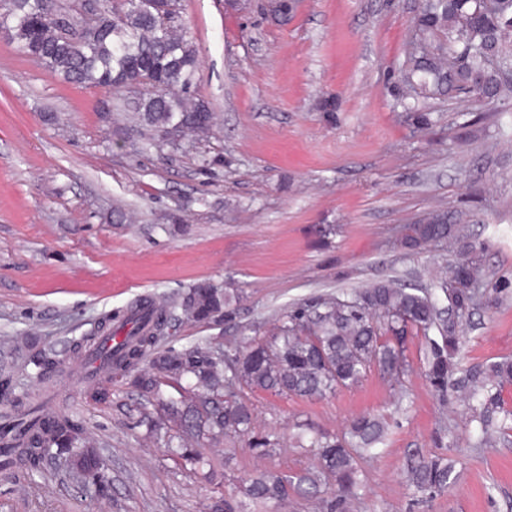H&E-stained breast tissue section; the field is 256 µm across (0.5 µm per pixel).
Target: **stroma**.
<instances>
[{"label": "stroma", "instance_id": "35a3bbf8", "mask_svg": "<svg viewBox=\"0 0 512 512\" xmlns=\"http://www.w3.org/2000/svg\"><path fill=\"white\" fill-rule=\"evenodd\" d=\"M421 3L298 0L284 19L266 0H181L178 23L201 60L191 92L216 127L176 150L143 149L113 90L66 82L0 30V349L23 338L52 350L56 370L27 367L15 389L82 421L110 480L102 499L61 458L0 473V512H208L213 492L239 499L256 470L314 469L297 423L339 433L363 413L382 415L387 436L381 455L360 462L350 512H512V443L476 447L472 426L426 379L419 336L400 394L376 369L323 398L247 391L256 434L278 445L260 457L241 442L204 443L210 479L139 425V392L74 371L75 344L106 316L203 280L234 282L237 318L174 323L169 346L260 337L296 303L385 277L429 285L448 253L394 241L435 210L469 212L485 248L483 298L459 362L512 358V113L405 85ZM328 97L339 102L331 117L320 109ZM406 100L430 112L429 129L413 126ZM317 224L336 227L328 247L314 242ZM96 390L104 400H92ZM438 453L456 459L457 479L425 499L406 462Z\"/></svg>", "mask_w": 512, "mask_h": 512}]
</instances>
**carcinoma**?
<instances>
[{
	"label": "carcinoma",
	"instance_id": "obj_1",
	"mask_svg": "<svg viewBox=\"0 0 512 512\" xmlns=\"http://www.w3.org/2000/svg\"><path fill=\"white\" fill-rule=\"evenodd\" d=\"M84 0L64 8L68 26L59 24L48 0H10L0 12V28L19 50L69 82L121 91L135 87L134 104L123 103L151 132L148 145H177L188 132L207 135L216 127L207 102L189 96L200 67L187 31L174 25L180 0H168L171 11L160 12V0H99L95 19L84 20ZM416 39L426 53L409 54L404 74L440 95L479 103L499 102L512 112V0H422L416 19ZM470 214L436 210L412 224L401 239L402 249L419 253L441 248L456 255L437 277L439 288L454 312L438 306L429 290L402 288L380 279L351 293L319 295L291 307L276 320L264 340L229 341L217 350L206 344L176 350L166 346L171 322L202 324L229 320L240 292L231 283L202 281L162 304L149 299L117 311L101 323L97 335H110L131 316L139 323L112 352L107 377L147 397L139 423L151 431L176 429L181 439L234 440L249 437V447L261 456L272 441L254 432V410L239 396L242 389L305 398H322L339 388L361 382L376 366L389 386L400 389L410 371L405 352L410 338L427 343L424 375L446 404L462 406L474 425L479 448L512 436V413L500 402V389L512 383V359L458 368L463 323L481 301L483 248L470 240ZM42 374L52 372L55 355L47 350L30 354ZM0 406L13 412L0 424V468L23 466L38 470L49 458L76 448L69 455L71 470L106 490L105 463L99 444L74 417L45 406L28 407L15 392L12 371L0 378ZM385 427L380 418L354 417L339 435L316 432L298 435L300 447L311 449L318 470L288 476L267 470L240 487L242 499L213 498L209 512H246L247 503L288 501L290 493L323 491L321 512H345L356 497L358 458L378 454ZM451 457H416L408 463L414 491L431 495L455 480Z\"/></svg>",
	"mask_w": 512,
	"mask_h": 512
}]
</instances>
